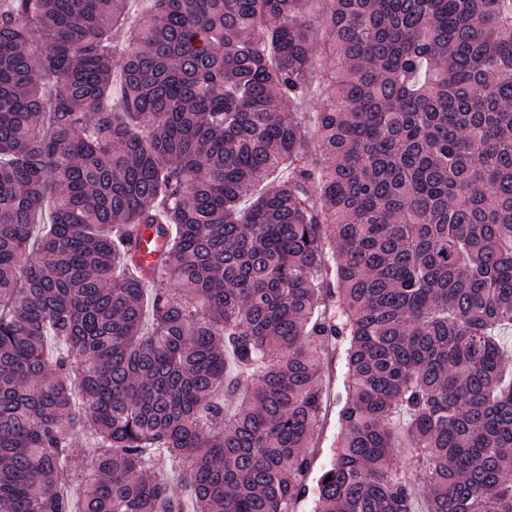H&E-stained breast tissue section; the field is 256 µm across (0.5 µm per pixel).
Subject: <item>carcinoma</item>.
Masks as SVG:
<instances>
[{"instance_id":"obj_1","label":"carcinoma","mask_w":512,"mask_h":512,"mask_svg":"<svg viewBox=\"0 0 512 512\" xmlns=\"http://www.w3.org/2000/svg\"><path fill=\"white\" fill-rule=\"evenodd\" d=\"M128 2L0 0V512H512V0H325L318 172L301 0ZM344 372V359L332 346L324 375V389L326 393V408L322 426L318 436L314 439L315 448L314 468L311 479L329 459V448H336L338 436V411L341 403L338 396L343 392L342 375Z\"/></svg>"}]
</instances>
